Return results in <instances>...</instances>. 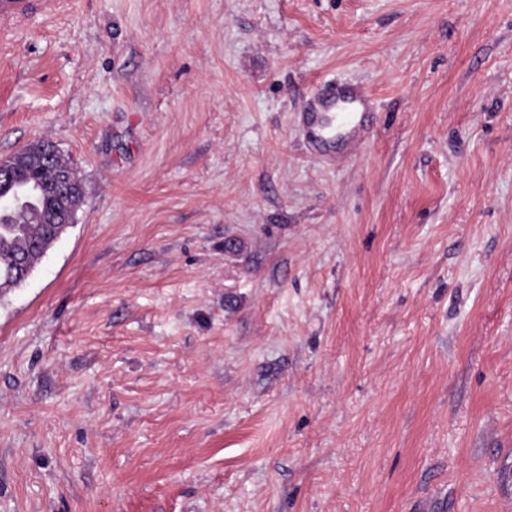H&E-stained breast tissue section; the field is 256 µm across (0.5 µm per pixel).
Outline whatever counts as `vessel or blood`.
I'll list each match as a JSON object with an SVG mask.
<instances>
[{"mask_svg":"<svg viewBox=\"0 0 512 512\" xmlns=\"http://www.w3.org/2000/svg\"><path fill=\"white\" fill-rule=\"evenodd\" d=\"M366 89L357 85H329L307 100L301 123L312 147L323 156H333L335 145L353 151L372 130L376 114Z\"/></svg>","mask_w":512,"mask_h":512,"instance_id":"vessel-or-blood-1","label":"vessel or blood"}]
</instances>
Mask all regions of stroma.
I'll use <instances>...</instances> for the list:
<instances>
[{
    "label": "stroma",
    "instance_id": "35a3bbf8",
    "mask_svg": "<svg viewBox=\"0 0 512 512\" xmlns=\"http://www.w3.org/2000/svg\"><path fill=\"white\" fill-rule=\"evenodd\" d=\"M40 139L84 198L0 297V512H512V0H43ZM372 106L373 99L364 87L332 84L307 100L301 123L312 147L335 159L336 143L343 144L348 154L366 141L375 123Z\"/></svg>",
    "mask_w": 512,
    "mask_h": 512
}]
</instances>
